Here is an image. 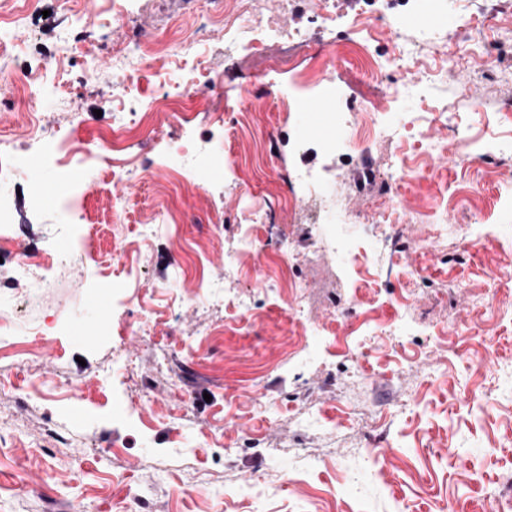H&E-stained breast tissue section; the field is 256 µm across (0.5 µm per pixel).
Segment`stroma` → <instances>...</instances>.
Masks as SVG:
<instances>
[{"instance_id": "obj_1", "label": "stroma", "mask_w": 512, "mask_h": 512, "mask_svg": "<svg viewBox=\"0 0 512 512\" xmlns=\"http://www.w3.org/2000/svg\"><path fill=\"white\" fill-rule=\"evenodd\" d=\"M280 3L257 0L286 28L319 31L309 50L319 83L297 90L290 111L272 109L267 78L249 62L229 67L223 52H210L208 67L224 75L219 111L193 121L218 150L207 172L157 174L183 133L186 107L175 105L132 138L136 177L116 182L101 167L86 194L96 247L83 263L49 264L46 288L0 263V512H126L135 498L147 512H488L492 499L512 500V318L501 313L512 287L497 281L512 244L499 168L512 161L453 166L460 141L439 122L401 144L365 133L354 155H328L300 110L364 66L345 39L355 26L373 52L417 48L405 64L431 77L434 95L404 97L397 112L466 113L469 136L512 141V112L500 108L512 100V0H333L331 36L313 18L321 0H291L285 11ZM217 8L218 0H142L135 29L177 42L203 18L219 43ZM20 10L26 21L0 55L23 70L71 36L53 76L65 103L46 106L40 123L74 128L80 140L109 135L120 80L112 51L135 29L114 23L113 0H41L36 10L0 0L1 16ZM398 10L402 23L384 27L381 16ZM89 62L97 79L86 77ZM399 159L431 170L411 172L400 190V264L375 278L355 274L337 252L362 248L371 225L328 242L293 177L309 170L343 207L366 214ZM63 177L48 163L8 186L19 251L45 257L51 239L65 250L56 235L63 206L36 209L34 193L36 179L55 186ZM244 194L274 203L271 224L242 223ZM116 205L126 209L130 240L150 210L167 207L176 218L136 259L147 283L139 305L123 281L131 261L112 250ZM484 216L493 236L462 247L458 228ZM246 235L254 258L229 268L228 250ZM283 261L309 287L300 321L275 273ZM421 265L430 276L412 285L406 273ZM201 277L223 289V302L181 307ZM244 294L252 312L243 317ZM352 304L379 327L359 352L343 344L355 328L343 314ZM148 307L158 320L141 336L132 327ZM81 323L93 328L85 342L75 338ZM367 445L375 461L361 455Z\"/></svg>"}]
</instances>
